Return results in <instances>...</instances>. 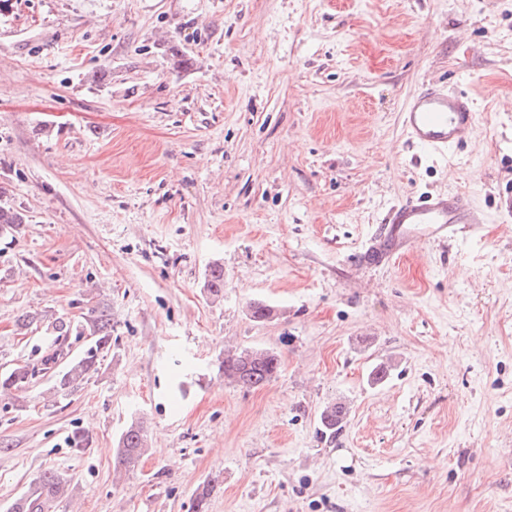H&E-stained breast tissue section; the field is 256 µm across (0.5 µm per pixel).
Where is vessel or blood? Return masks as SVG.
Instances as JSON below:
<instances>
[{
    "label": "vessel or blood",
    "instance_id": "obj_1",
    "mask_svg": "<svg viewBox=\"0 0 512 512\" xmlns=\"http://www.w3.org/2000/svg\"><path fill=\"white\" fill-rule=\"evenodd\" d=\"M408 140L423 151L444 159L467 145L477 128L476 114L464 93L447 84H425L400 114ZM486 218L464 192H438L398 201L384 224L370 237L362 258L374 266L390 264L420 242L440 243L461 233L478 234Z\"/></svg>",
    "mask_w": 512,
    "mask_h": 512
}]
</instances>
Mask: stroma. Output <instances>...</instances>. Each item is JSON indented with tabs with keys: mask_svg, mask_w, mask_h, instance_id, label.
<instances>
[{
	"mask_svg": "<svg viewBox=\"0 0 512 512\" xmlns=\"http://www.w3.org/2000/svg\"><path fill=\"white\" fill-rule=\"evenodd\" d=\"M438 78L479 129L445 163L399 123ZM511 99L512 0H0V200L26 216L0 368L112 315L73 395L0 397V512L48 469L79 485L56 512H192L206 483L208 512H512ZM453 190L480 235L357 264L394 203ZM248 348L281 361L257 389L218 370ZM147 434L143 421L132 420L118 438L115 460L119 468H134L144 454Z\"/></svg>",
	"mask_w": 512,
	"mask_h": 512,
	"instance_id": "obj_1",
	"label": "stroma"
}]
</instances>
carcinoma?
<instances>
[{
	"label": "carcinoma",
	"mask_w": 512,
	"mask_h": 512,
	"mask_svg": "<svg viewBox=\"0 0 512 512\" xmlns=\"http://www.w3.org/2000/svg\"><path fill=\"white\" fill-rule=\"evenodd\" d=\"M25 217L14 209L0 205V237L18 233ZM205 288L214 300L224 297V267L218 263L210 266ZM85 329L89 342L82 354L53 373L52 394L67 396L87 381L98 370L104 353L111 347L112 317L105 308L97 309L87 319ZM55 358L42 359V367L16 365L0 372V387L4 390L23 388L36 377L41 369H50ZM279 356L270 350L245 349L228 354L220 361L224 378L231 383H244L248 388L267 384L279 371ZM345 415V406L336 403L326 407L321 415L323 432L336 434ZM147 434L143 421L133 420L121 433L115 449L117 466L135 467L144 454ZM77 486L55 470H46L11 504L9 512H55L58 503L75 495Z\"/></svg>",
	"instance_id": "carcinoma-1"
}]
</instances>
